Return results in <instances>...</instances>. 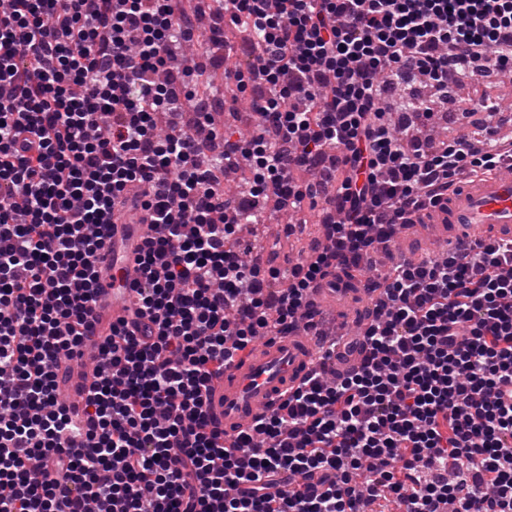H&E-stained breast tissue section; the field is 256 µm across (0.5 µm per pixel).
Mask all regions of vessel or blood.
I'll return each mask as SVG.
<instances>
[{"mask_svg":"<svg viewBox=\"0 0 512 512\" xmlns=\"http://www.w3.org/2000/svg\"><path fill=\"white\" fill-rule=\"evenodd\" d=\"M437 230L441 242L451 248L488 237L512 240V169L462 185L450 194ZM153 233L147 224L113 225L112 242L97 258L96 304L90 326L79 357L69 361V374L58 389L60 398L72 409H81L82 399L95 378L94 369L100 361V346L109 323L124 317L131 302L130 295L117 292L127 263L133 260L141 239ZM359 298L369 307L375 302L374 294L367 289H338L334 318L343 319L349 304ZM313 367L314 352L308 336L295 332L263 338L225 368L208 403L209 414L225 436H236L257 417L276 408L282 392Z\"/></svg>","mask_w":512,"mask_h":512,"instance_id":"obj_1","label":"vessel or blood"}]
</instances>
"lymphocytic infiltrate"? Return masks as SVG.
<instances>
[{"label": "lymphocytic infiltrate", "mask_w": 512, "mask_h": 512, "mask_svg": "<svg viewBox=\"0 0 512 512\" xmlns=\"http://www.w3.org/2000/svg\"><path fill=\"white\" fill-rule=\"evenodd\" d=\"M253 30L240 88L259 131L200 137L178 116L185 0H8L0 11V512H512V240L413 263L373 258L460 185L512 167V138L433 141L415 81L512 69V0H215ZM172 116L165 137L158 113ZM249 162L226 200L215 172ZM321 210L325 245L289 266L231 246L275 191ZM150 221L131 319L112 324L82 421L57 393L95 302L113 223ZM367 272L380 294L361 359L320 371L235 438L207 412L224 367L312 325V295ZM367 479L357 484V472Z\"/></svg>", "instance_id": "obj_1"}]
</instances>
